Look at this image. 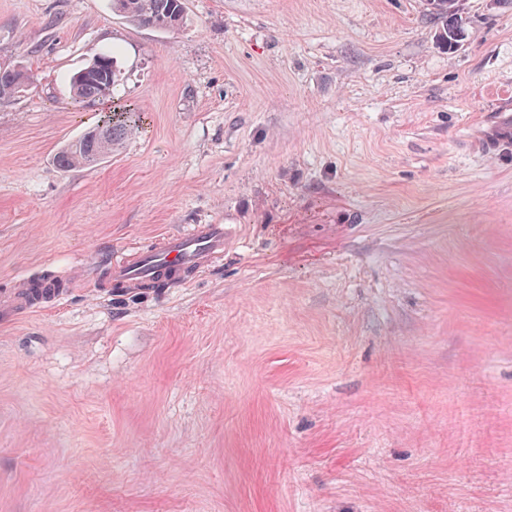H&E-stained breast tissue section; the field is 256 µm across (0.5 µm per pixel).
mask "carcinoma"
I'll list each match as a JSON object with an SVG mask.
<instances>
[{"label":"carcinoma","instance_id":"carcinoma-1","mask_svg":"<svg viewBox=\"0 0 512 512\" xmlns=\"http://www.w3.org/2000/svg\"><path fill=\"white\" fill-rule=\"evenodd\" d=\"M430 15L442 23L439 42L450 52L463 40L460 0H426ZM114 8L130 21L161 29H178L184 24L183 0H113ZM119 70L114 56L99 53L86 67L76 72L69 82V94L74 107L99 101L110 95L118 80ZM21 91L16 69H0V100ZM141 121V113L124 107L115 108L104 117L102 130L87 131L66 144L57 155L63 168L93 166L112 154L127 130Z\"/></svg>","mask_w":512,"mask_h":512}]
</instances>
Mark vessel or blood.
Here are the masks:
<instances>
[{
  "label": "vessel or blood",
  "instance_id": "1",
  "mask_svg": "<svg viewBox=\"0 0 512 512\" xmlns=\"http://www.w3.org/2000/svg\"><path fill=\"white\" fill-rule=\"evenodd\" d=\"M512 138V114L498 112L486 123L485 129L474 136L475 145L482 146ZM227 245V231L221 224H196L179 233L163 236L153 248L140 252L135 259L114 258L112 279L129 290L145 283L175 281L181 272L209 267L222 257ZM31 290L16 288L0 296V319L34 308Z\"/></svg>",
  "mask_w": 512,
  "mask_h": 512
}]
</instances>
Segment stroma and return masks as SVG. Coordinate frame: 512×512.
Listing matches in <instances>:
<instances>
[{"instance_id": "35a3bbf8", "label": "stroma", "mask_w": 512, "mask_h": 512, "mask_svg": "<svg viewBox=\"0 0 512 512\" xmlns=\"http://www.w3.org/2000/svg\"><path fill=\"white\" fill-rule=\"evenodd\" d=\"M0 0V512H512V5ZM115 52L109 98L68 82ZM109 158L56 155L113 106ZM227 224L222 260L150 294L114 256ZM114 8L130 21L161 29H178L184 24L182 0H113ZM430 15L442 23L439 42L450 52H454L463 40V27L459 0H425ZM512 138V115L509 112H496L486 122L485 129L474 136L472 141L479 148L492 142L510 140ZM29 289L15 288L11 292L0 296V317L2 321H8L15 315L34 308L36 297Z\"/></svg>"}]
</instances>
